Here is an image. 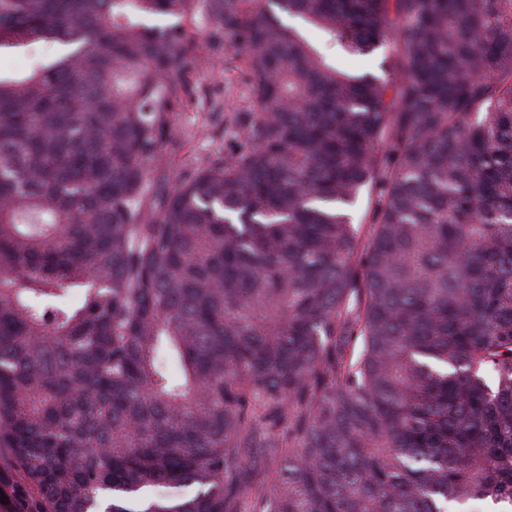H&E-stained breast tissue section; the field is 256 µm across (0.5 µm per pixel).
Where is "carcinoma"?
Wrapping results in <instances>:
<instances>
[{
	"mask_svg": "<svg viewBox=\"0 0 512 512\" xmlns=\"http://www.w3.org/2000/svg\"><path fill=\"white\" fill-rule=\"evenodd\" d=\"M203 42L250 107L191 89ZM12 50V512H512V0H0ZM187 109L221 145L175 171ZM336 64L345 71L349 72H372L382 77H387L391 74L389 70L385 73L381 71L380 62L384 57H391L392 47L390 45L384 46L379 49L374 55H354L336 50Z\"/></svg>",
	"mask_w": 512,
	"mask_h": 512,
	"instance_id": "carcinoma-1",
	"label": "carcinoma"
}]
</instances>
